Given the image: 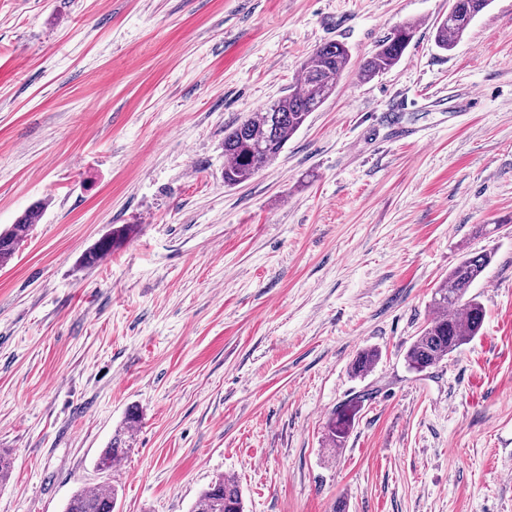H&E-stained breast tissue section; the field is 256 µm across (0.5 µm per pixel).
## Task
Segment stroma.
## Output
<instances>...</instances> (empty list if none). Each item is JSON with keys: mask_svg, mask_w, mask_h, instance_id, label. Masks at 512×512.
<instances>
[{"mask_svg": "<svg viewBox=\"0 0 512 512\" xmlns=\"http://www.w3.org/2000/svg\"><path fill=\"white\" fill-rule=\"evenodd\" d=\"M450 7L0 0V230L43 207L0 267V512H64L105 482L115 512H189L224 475L245 512H512V0L445 51ZM406 22L398 64L361 80ZM331 41L350 53L335 93L225 186V128ZM116 224L131 235L83 266ZM470 252L492 256L470 290L483 328L414 372L432 293ZM132 407L128 454L100 470ZM356 403H349L336 409L327 423L326 439L330 447L339 448L345 442L351 428H353L356 415Z\"/></svg>", "mask_w": 512, "mask_h": 512, "instance_id": "obj_1", "label": "stroma"}]
</instances>
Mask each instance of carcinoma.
Wrapping results in <instances>:
<instances>
[{
	"label": "carcinoma",
	"mask_w": 512,
	"mask_h": 512,
	"mask_svg": "<svg viewBox=\"0 0 512 512\" xmlns=\"http://www.w3.org/2000/svg\"><path fill=\"white\" fill-rule=\"evenodd\" d=\"M491 0H453L448 16L436 26L435 42L450 50L462 38L471 21L490 4ZM415 26L405 23L386 37L375 52L362 64L360 78L371 80L393 68L400 61L414 37ZM349 63V50L341 42H327L310 54L301 68V82L288 95L252 112L224 130V185L235 186L274 162L289 139L304 125L336 90L337 80ZM39 217V206L25 212L16 223L0 231V266L7 264L19 251ZM132 232V225L123 224L88 251L83 262L98 263L103 255ZM492 257L488 253H469L463 257L435 288L431 307L433 316L422 328L406 353L409 369L421 373L435 367L446 357L477 336L482 328L484 312L481 304L468 296L469 289L479 281ZM378 353L365 350L358 354L353 370L365 373L376 363ZM356 403L336 409L327 423L326 439L330 447L343 445L356 415ZM140 421L138 409L127 412L124 429L112 438L104 449L99 464L110 469L112 462L122 458L124 436ZM118 490L103 485L93 491L76 490L65 512H114ZM191 512H244L238 483L230 477L215 479L194 501Z\"/></svg>",
	"instance_id": "cac0c4a2"
}]
</instances>
